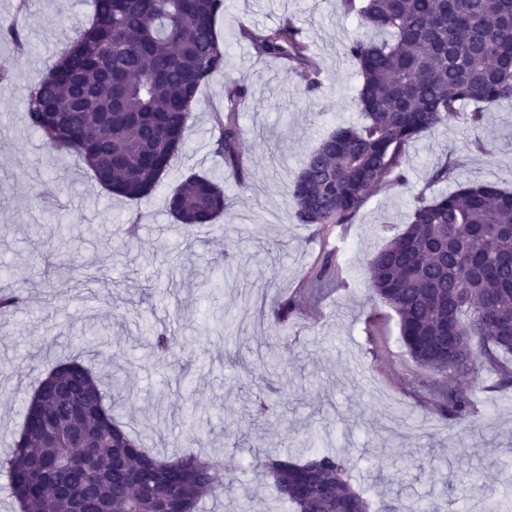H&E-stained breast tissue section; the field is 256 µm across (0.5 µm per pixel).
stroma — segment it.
Wrapping results in <instances>:
<instances>
[{"mask_svg": "<svg viewBox=\"0 0 512 512\" xmlns=\"http://www.w3.org/2000/svg\"><path fill=\"white\" fill-rule=\"evenodd\" d=\"M217 20L227 47L224 72L197 95L185 147L160 186L139 204L109 194L77 156L47 148L26 118L29 89L65 46L67 35L92 18V0H0V24L19 9L28 17L19 50L0 35V293L22 290L25 307L0 318V455L24 417L17 380L32 384L62 358H77L98 372L118 365L126 381L114 411L145 447L166 453L184 447L194 426L208 455L224 458L223 483L246 512H290L257 467L265 455L305 459L315 450L345 457L350 483L372 507L395 496L425 512H480L485 488L512 493V387H497L485 373L470 390V427L453 422L427 402L423 387L439 376L417 365L400 340L396 314L372 300L367 261L385 241L384 225L403 228L418 197L449 192L429 183L447 158L461 181L493 182L512 191V102L486 113L480 126L449 120L447 127L406 149L405 182L369 194L351 223L323 236L298 223L287 185L319 140L342 123H359V77L344 47L362 35L356 15L336 0H227ZM292 19L317 62L312 93L288 66L253 56L241 28ZM244 84L238 112L248 185L239 188L212 151L220 130L212 120L225 105L226 80ZM224 185L227 207L214 225L184 233L166 211L168 193L190 174ZM140 213L137 238H114L116 224ZM33 224H65L51 252L52 278L35 262ZM237 261L230 288L210 291L215 244ZM332 256L345 286L313 309L277 324L271 302L291 297L316 261ZM102 323L104 356L81 340L82 326ZM167 327L179 339L176 360L157 358L150 338ZM264 394L268 417L253 421L247 402Z\"/></svg>", "mask_w": 512, "mask_h": 512, "instance_id": "obj_1", "label": "stroma"}]
</instances>
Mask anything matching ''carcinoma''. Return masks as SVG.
I'll list each match as a JSON object with an SVG mask.
<instances>
[{
	"mask_svg": "<svg viewBox=\"0 0 512 512\" xmlns=\"http://www.w3.org/2000/svg\"><path fill=\"white\" fill-rule=\"evenodd\" d=\"M362 28L389 36L357 37L345 54L361 85L359 124L340 125L307 155L287 194L300 224L327 230L347 224L369 193L403 181L406 147L448 124L464 104L480 125L485 113L512 98V0H340ZM226 0H95L93 19L68 37L62 55L26 97L27 120L45 145L76 154L108 192L139 203L161 184L183 149L197 93L224 72V38L216 17ZM260 60H286L310 93L319 70L301 31L288 19L269 29L240 31ZM227 106L214 116L221 127L215 153L237 185L246 188L238 104L247 95L225 85ZM434 184L457 189L419 198L405 228L368 262L373 297L399 318L401 340L414 362L446 382L428 389L435 407L460 428L471 401L447 381L498 368L512 385V192L493 183L458 182L455 159L435 167ZM186 233L224 214V186L191 174L166 198ZM326 258L309 271L294 298L273 306L276 322L321 302L341 286ZM25 305L23 292L0 295V311ZM155 353L173 356L174 334L158 329ZM82 388L100 404L93 422V453L58 448L39 427L0 459V492L19 512H199L223 491L222 460L192 452L157 455L112 418V395L81 360L59 361L26 394L24 419L45 424L68 417L61 396L34 401L47 379ZM272 479L294 512H369L349 483L347 460L329 451L305 461L267 457Z\"/></svg>",
	"mask_w": 512,
	"mask_h": 512,
	"instance_id": "obj_1",
	"label": "carcinoma"
}]
</instances>
